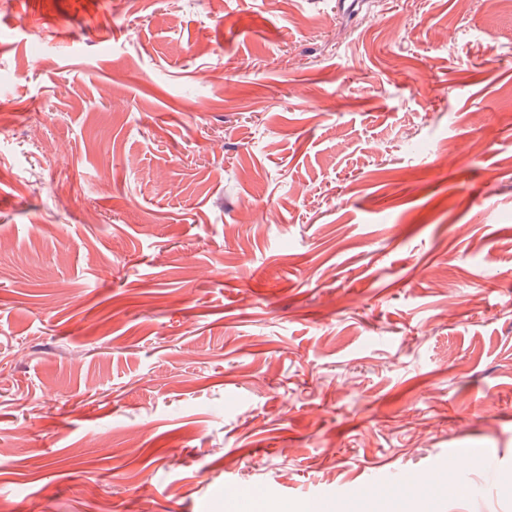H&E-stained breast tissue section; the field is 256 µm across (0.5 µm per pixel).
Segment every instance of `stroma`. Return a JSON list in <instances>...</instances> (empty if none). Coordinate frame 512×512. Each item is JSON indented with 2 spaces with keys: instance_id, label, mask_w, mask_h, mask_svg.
Wrapping results in <instances>:
<instances>
[{
  "instance_id": "1",
  "label": "stroma",
  "mask_w": 512,
  "mask_h": 512,
  "mask_svg": "<svg viewBox=\"0 0 512 512\" xmlns=\"http://www.w3.org/2000/svg\"><path fill=\"white\" fill-rule=\"evenodd\" d=\"M4 124L0 512H512V13L0 0Z\"/></svg>"
}]
</instances>
